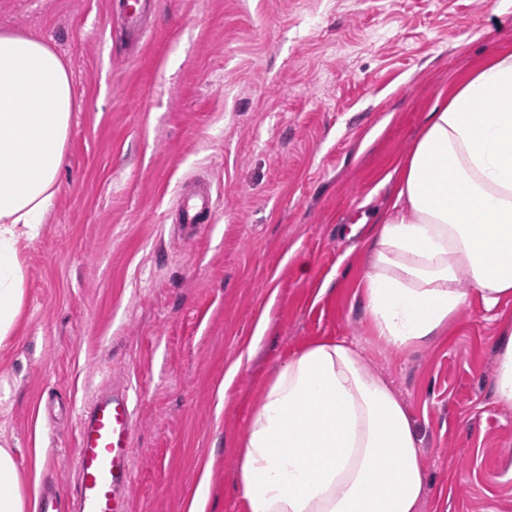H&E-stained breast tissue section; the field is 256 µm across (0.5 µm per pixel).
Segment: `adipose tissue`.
<instances>
[{"instance_id":"adipose-tissue-1","label":"adipose tissue","mask_w":512,"mask_h":512,"mask_svg":"<svg viewBox=\"0 0 512 512\" xmlns=\"http://www.w3.org/2000/svg\"><path fill=\"white\" fill-rule=\"evenodd\" d=\"M73 83L40 37L0 33V343L24 304L22 243L56 193ZM363 306L377 341L432 342L476 292L512 299V50L499 51L429 112L372 229ZM493 397L512 406V324L494 338ZM245 512H420L426 474L404 403L357 345L324 339L266 384L239 443ZM0 512H36L0 448Z\"/></svg>"}]
</instances>
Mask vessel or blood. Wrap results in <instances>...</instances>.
Segmentation results:
<instances>
[{
	"label": "vessel or blood",
	"mask_w": 512,
	"mask_h": 512,
	"mask_svg": "<svg viewBox=\"0 0 512 512\" xmlns=\"http://www.w3.org/2000/svg\"><path fill=\"white\" fill-rule=\"evenodd\" d=\"M150 0H123L133 39H141ZM176 212L192 233L214 218L212 184L197 179L179 194ZM135 413L127 389L97 394L76 422L73 488L50 482L39 492V512H127L134 484Z\"/></svg>",
	"instance_id": "vessel-or-blood-1"
}]
</instances>
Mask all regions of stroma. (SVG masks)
Segmentation results:
<instances>
[{
	"instance_id": "35a3bbf8",
	"label": "stroma",
	"mask_w": 512,
	"mask_h": 512,
	"mask_svg": "<svg viewBox=\"0 0 512 512\" xmlns=\"http://www.w3.org/2000/svg\"><path fill=\"white\" fill-rule=\"evenodd\" d=\"M139 48L121 0H0V29L67 61L77 108L53 205L22 252L25 301L0 345V446L31 496L74 482L75 421L133 389L128 512H244L236 444L265 383L318 339L361 345L409 410L422 512H512V407L493 400L512 301L477 294L428 345H380L360 300L387 177L439 94L512 47V0H154ZM209 178L214 222L181 237L183 181ZM235 377H228L231 366Z\"/></svg>"
}]
</instances>
